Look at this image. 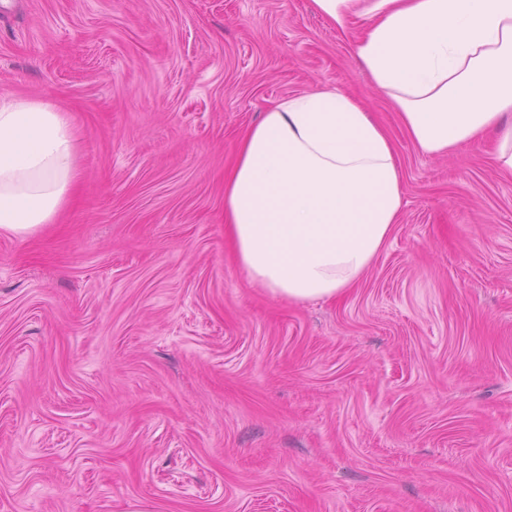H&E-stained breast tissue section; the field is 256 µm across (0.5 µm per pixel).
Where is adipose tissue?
Listing matches in <instances>:
<instances>
[{"label": "adipose tissue", "instance_id": "1", "mask_svg": "<svg viewBox=\"0 0 512 512\" xmlns=\"http://www.w3.org/2000/svg\"><path fill=\"white\" fill-rule=\"evenodd\" d=\"M354 45L422 154L477 141L512 112V0H313ZM74 144L50 104L0 99V231L31 234L75 176ZM401 206L392 139L337 89L275 103L243 135L224 179V220L250 284L301 303L353 287Z\"/></svg>", "mask_w": 512, "mask_h": 512}]
</instances>
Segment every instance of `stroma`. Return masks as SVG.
Returning a JSON list of instances; mask_svg holds the SVG:
<instances>
[{"label":"stroma","mask_w":512,"mask_h":512,"mask_svg":"<svg viewBox=\"0 0 512 512\" xmlns=\"http://www.w3.org/2000/svg\"><path fill=\"white\" fill-rule=\"evenodd\" d=\"M313 0H0V98L78 179L0 233V512H512V173L423 155ZM390 135L391 236L331 300L252 287L224 174L282 98Z\"/></svg>","instance_id":"stroma-1"}]
</instances>
